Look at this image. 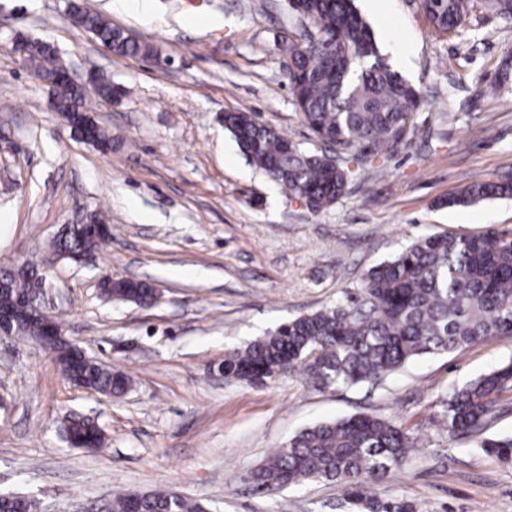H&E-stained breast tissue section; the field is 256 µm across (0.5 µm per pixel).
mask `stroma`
Returning <instances> with one entry per match:
<instances>
[{"mask_svg": "<svg viewBox=\"0 0 512 512\" xmlns=\"http://www.w3.org/2000/svg\"><path fill=\"white\" fill-rule=\"evenodd\" d=\"M69 2L0 0V265L41 256L62 225L102 213L108 243L82 263H57L47 297L65 338L130 387L119 397L75 387L36 343L0 335V492L38 499L42 512H95L130 490H176L212 512H351L336 483L266 494L245 476L302 429L369 412L415 438L379 497L418 512H512V460L437 424L451 389L512 360V336L416 359L377 387L318 389L296 376L249 385L209 370L229 349L333 304L418 237L512 228V199L447 203L474 181L512 176V81L497 82L512 21L473 0L467 26L440 34L421 0H355L381 53L427 102L411 143L317 211L249 163L224 127L225 113L242 109L320 151L286 77L302 29L289 0H85L153 45L155 66L75 27ZM19 33L49 43L77 76L94 67L125 87L93 112L111 152L72 136L49 85L5 51ZM446 109L457 119L439 124ZM106 274L163 298L107 301ZM73 414L104 430L102 447L68 445L61 425Z\"/></svg>", "mask_w": 512, "mask_h": 512, "instance_id": "1", "label": "stroma"}]
</instances>
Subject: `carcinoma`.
Listing matches in <instances>:
<instances>
[{"label":"carcinoma","mask_w":512,"mask_h":512,"mask_svg":"<svg viewBox=\"0 0 512 512\" xmlns=\"http://www.w3.org/2000/svg\"><path fill=\"white\" fill-rule=\"evenodd\" d=\"M439 33L466 25L471 0H422ZM298 15L317 23V41L301 35L288 45V83L293 104L324 149L305 153L253 113H224V126L247 160L275 183L321 210L347 192L354 170L396 152L417 132L424 104L420 91L403 79L380 52L354 0H293ZM74 25L91 33L118 56L155 55L153 47L112 25L100 14L72 5ZM39 74L65 69L47 45L28 56ZM57 111L90 124L96 147L112 150V136L91 116L85 94L53 86ZM512 198L511 179H483L448 198L452 205H473ZM109 236L72 228L56 237L40 262L88 252ZM26 280H13L0 291V309L30 292ZM112 300L146 301L149 286L115 279ZM493 336H512V229H491L477 236L421 237L390 261L371 266L358 288L343 291L335 304L299 316L224 354V377L246 384L298 375L318 388L378 382L424 355H449ZM56 357L73 385L101 395L122 394L129 378L79 359L61 341ZM512 392V360L452 389L442 402L439 424L453 438L476 435L496 417L503 393ZM414 448L410 430L394 419L358 413L301 430L247 473L255 491L270 493L310 479L340 485L357 512H417L414 503L383 500L374 484L404 468ZM478 449L512 459V435L484 438ZM201 500L177 492L117 493L105 512H207ZM0 512H39L38 501L0 493Z\"/></svg>","instance_id":"carcinoma-1"}]
</instances>
